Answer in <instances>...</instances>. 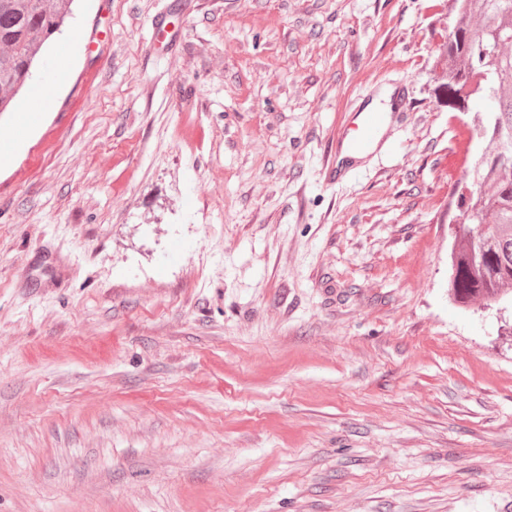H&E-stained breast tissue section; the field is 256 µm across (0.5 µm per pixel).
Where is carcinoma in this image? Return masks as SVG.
<instances>
[{
    "instance_id": "obj_1",
    "label": "carcinoma",
    "mask_w": 512,
    "mask_h": 512,
    "mask_svg": "<svg viewBox=\"0 0 512 512\" xmlns=\"http://www.w3.org/2000/svg\"><path fill=\"white\" fill-rule=\"evenodd\" d=\"M73 0H0V113L32 82L40 49L62 33ZM459 21L448 37V107L476 73L478 96L494 111L477 113L476 136L487 151L473 170V193L459 194L467 221L449 254L448 290L455 300L490 306L512 293V0H454Z\"/></svg>"
}]
</instances>
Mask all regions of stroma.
Returning a JSON list of instances; mask_svg holds the SVG:
<instances>
[{
  "mask_svg": "<svg viewBox=\"0 0 512 512\" xmlns=\"http://www.w3.org/2000/svg\"><path fill=\"white\" fill-rule=\"evenodd\" d=\"M71 9L0 162V512H512V301L448 292L452 0ZM366 105L357 110L358 116H360L357 134L350 136L343 132L336 139V167L327 170L326 179L329 182H338L348 172L346 164L343 161L341 163L338 161L341 154H367L375 144L379 143L389 120L401 112L402 93L397 88L394 90L391 112L372 108L365 111Z\"/></svg>",
  "mask_w": 512,
  "mask_h": 512,
  "instance_id": "1",
  "label": "stroma"
}]
</instances>
